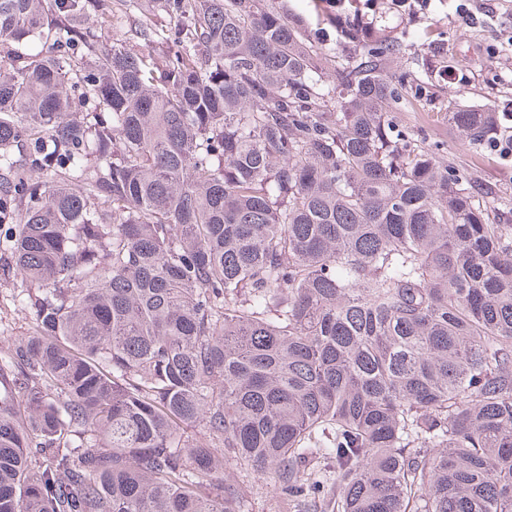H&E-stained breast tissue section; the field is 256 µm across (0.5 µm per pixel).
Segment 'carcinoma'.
I'll return each mask as SVG.
<instances>
[{
  "mask_svg": "<svg viewBox=\"0 0 512 512\" xmlns=\"http://www.w3.org/2000/svg\"><path fill=\"white\" fill-rule=\"evenodd\" d=\"M129 2L0 0V273L35 317L0 512H244L228 459L309 512H512V227L388 115L432 86L387 72L413 43L160 0L158 68L83 24Z\"/></svg>",
  "mask_w": 512,
  "mask_h": 512,
  "instance_id": "obj_1",
  "label": "carcinoma"
}]
</instances>
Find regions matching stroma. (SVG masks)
Instances as JSON below:
<instances>
[{"mask_svg": "<svg viewBox=\"0 0 512 512\" xmlns=\"http://www.w3.org/2000/svg\"><path fill=\"white\" fill-rule=\"evenodd\" d=\"M276 4L303 18L317 34L320 47L335 52L336 29L328 23L337 12L333 0H276ZM463 6L474 11L475 21L461 18ZM144 19L158 25L166 21L155 0H134L120 27H103L93 14L85 17L84 24L98 30L104 43L123 39L143 53L147 47L136 37L135 28ZM386 24L396 37L430 32V40L420 42L417 49L420 62L433 65L431 42L439 40L451 73L449 79L434 82L426 99L393 113L394 124L440 159L452 162L473 189L484 193L492 214L501 223L512 224V155L485 143L471 144L450 119L451 112L462 109L499 112L503 118L498 139L512 137V0H431L421 13H389ZM33 322L32 311L14 302L11 281L0 276V347L29 335ZM224 478L242 489L246 512H300L299 505L280 493L271 472L231 459L224 465Z\"/></svg>", "mask_w": 512, "mask_h": 512, "instance_id": "obj_1", "label": "stroma"}]
</instances>
